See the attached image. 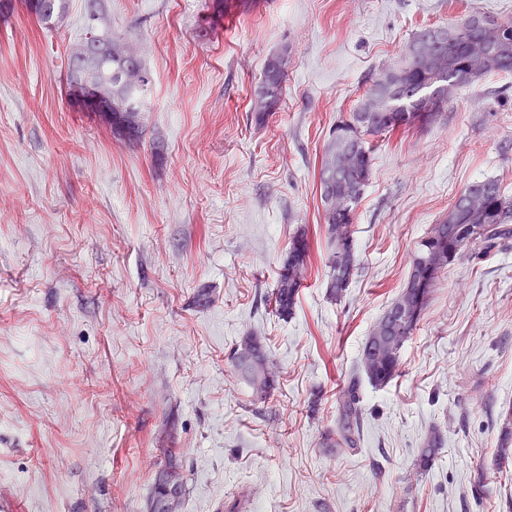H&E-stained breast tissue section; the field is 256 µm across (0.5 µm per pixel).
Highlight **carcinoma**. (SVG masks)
<instances>
[{
	"instance_id": "carcinoma-1",
	"label": "carcinoma",
	"mask_w": 512,
	"mask_h": 512,
	"mask_svg": "<svg viewBox=\"0 0 512 512\" xmlns=\"http://www.w3.org/2000/svg\"><path fill=\"white\" fill-rule=\"evenodd\" d=\"M63 0H35V13L42 22L51 20L62 8ZM90 36L70 58L69 68L74 83L89 88L91 96H100L108 101L112 110L114 132L128 136H140L138 120L139 107L136 93L149 83V76L141 61L127 52L119 43L95 34L89 26ZM488 53L492 57L487 73H512V35H503L494 29L481 32ZM435 48L431 29L417 32L407 49L402 65L382 73L375 79L366 97L378 96L382 111L367 117L365 103H360L348 118L336 123L334 132L343 131L359 137L362 148L339 168H331L327 161H321L319 172L320 197L324 211L326 232L331 245L328 259L330 268L327 283L328 296L334 301L341 300L347 288L358 276L360 263L353 247L351 224L354 216L329 207L326 187L347 184L356 187L352 202L363 194L371 173L372 147L369 138L392 135L397 131H408L432 123L445 110L440 107L433 112L417 111V100L434 90L432 71L426 66L425 56ZM448 55V68L460 86L467 85L479 76L472 74L464 63L462 51L454 43L443 48ZM400 74L402 90L389 89L394 74ZM286 66L267 62L264 76L257 89L264 92V98L253 103L257 123H264L279 109ZM483 195V209L473 211L468 203L471 195ZM512 237V198L507 196L498 179H485L465 187L457 196L438 223L431 226L415 251L410 264L407 280L397 297L383 313L387 317L397 307L410 309L397 333V337L384 341L379 339L380 324H375L366 337L360 356V371L375 386L390 383L399 375L400 351L404 343L417 329L431 295L441 276L448 267L466 255L482 256L495 247L500 239ZM310 245L304 231H297L291 238L279 269L276 288L268 296L267 305L275 316L287 319L294 313L299 288L308 272ZM239 350H248L258 363H268L265 345L257 336L243 339ZM245 379L256 386L258 399L269 398L275 389L274 378L260 370ZM359 377H350L338 405L336 429L325 438L328 448H355L359 438L360 410L355 390ZM502 428L496 465L503 467L512 459V404L501 414ZM444 445L441 430L431 427L420 448L418 466L422 470L431 468Z\"/></svg>"
}]
</instances>
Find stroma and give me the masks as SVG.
Wrapping results in <instances>:
<instances>
[{
	"label": "stroma",
	"mask_w": 512,
	"mask_h": 512,
	"mask_svg": "<svg viewBox=\"0 0 512 512\" xmlns=\"http://www.w3.org/2000/svg\"><path fill=\"white\" fill-rule=\"evenodd\" d=\"M88 0L51 22L0 10V507L152 512H512L496 468L512 403V239L450 266L388 385L360 378L358 447H325L362 346L418 241L471 182L512 195V74L457 89L435 123L373 140L352 226L361 265L326 292L323 149L425 27L512 0H98V34L140 58V137L69 99ZM288 55L283 101L250 109ZM310 241L291 318L266 304L297 229ZM261 337L276 388L234 366ZM445 443L417 466L422 440ZM285 77L286 64L276 66L271 62L270 58L265 66L263 79L253 92V112L258 124H263L269 116L273 115L274 112H277L279 109ZM264 89H266L267 92L264 93L263 100L256 103L254 93L257 90L263 92ZM444 445V438L441 430L435 426L431 427L428 434L423 440L422 448H420L418 466L422 470L431 468Z\"/></svg>",
	"instance_id": "35a3bbf8"
}]
</instances>
